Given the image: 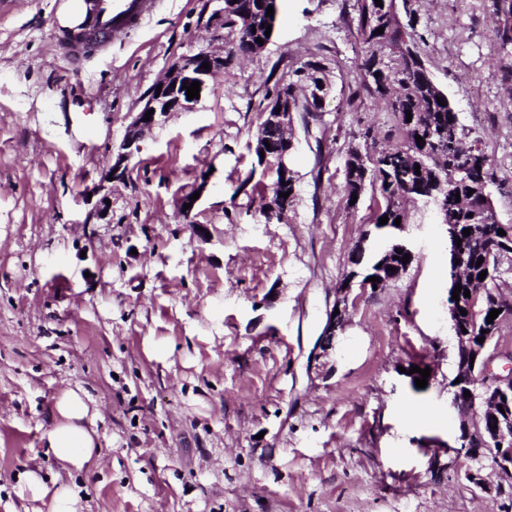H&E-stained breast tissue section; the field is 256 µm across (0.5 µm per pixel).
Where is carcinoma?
I'll return each mask as SVG.
<instances>
[{"mask_svg":"<svg viewBox=\"0 0 512 512\" xmlns=\"http://www.w3.org/2000/svg\"><path fill=\"white\" fill-rule=\"evenodd\" d=\"M278 0H238V7L226 14L224 28L234 32L240 11H247L260 20L274 21L267 17V9H278ZM359 20L357 32L364 44L365 51L358 64L359 88L366 93L388 100L390 110L397 115L401 140L389 148L394 153L392 164L386 163L384 152H373L368 146L347 150L345 161V181L343 193L346 201L352 200V194H362L370 187L379 192L382 203L373 214L371 221L379 224V219L388 217L387 226L395 225V220L404 218L403 191L410 193L413 201L437 209L435 201L442 202L448 209V224L460 235L461 248L468 269L466 279L459 281L466 314L452 330L453 335H462L467 330L469 336H480L491 311L490 297L499 294L503 276L512 272V266L506 270L499 265L479 262L488 255L490 247L500 240L498 230L503 225L494 219L490 211L491 202L484 197L483 188L494 183V164L492 160L466 141L464 129L459 121L448 96L441 90L429 88L428 76L416 67L414 58L424 56V50L413 36L403 33L400 24L381 26L379 21L391 16L396 9V0H382L383 6L375 0H357ZM384 32L377 35L378 28ZM264 44L270 42L266 29L256 24V29H248L239 34V49L253 44L263 49L257 39ZM326 67L319 60H308L302 67L295 69L288 83L276 84L270 100L278 98L282 87H288V95L297 112H319L322 105L316 97L297 95V90H306L310 85L326 83ZM446 101L441 106L438 100ZM412 119H407V114ZM423 141L416 142V136ZM420 170H415V166ZM423 191H417V188ZM470 235H463V230ZM396 242L389 241L385 247L373 252L369 257L354 253L351 255L352 267L345 277H356L359 286L371 288L383 287L387 282L402 276L408 265L402 259L386 257L394 250ZM394 270H388V267ZM487 272L484 280H479L481 272ZM375 276L380 281L371 283L368 278ZM483 283L485 295L475 305L468 303L465 290L474 288L477 282Z\"/></svg>","mask_w":512,"mask_h":512,"instance_id":"carcinoma-1","label":"carcinoma"}]
</instances>
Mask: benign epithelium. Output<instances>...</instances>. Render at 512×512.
<instances>
[{
  "label": "benign epithelium",
  "instance_id": "7a95c632",
  "mask_svg": "<svg viewBox=\"0 0 512 512\" xmlns=\"http://www.w3.org/2000/svg\"><path fill=\"white\" fill-rule=\"evenodd\" d=\"M209 63V69L202 68L203 63ZM224 69V56L213 55L205 51L183 55L172 63L169 74L159 81L162 85L161 92H151L138 112L128 125L124 139L120 144L117 154L112 160L110 175L113 179L124 178L128 161L135 151L139 150V141L143 139L146 132L159 124L163 117L172 112L185 111L192 107L194 101L188 99L187 90L183 89L184 83L200 82V89H205L214 74ZM274 107L280 112L267 113L269 124L288 132V127L293 122V107L286 99L282 98L275 102ZM153 111L150 120H145L147 111ZM266 124L259 126L257 142L259 150L264 152L262 161L274 157L280 164L283 179H288V154L293 148V143L284 140L278 146L271 149L265 145ZM348 286H339L340 297L336 300L334 307L339 309V314L328 318L323 335L332 336L337 328L343 324L344 303L354 286L355 278L346 280ZM457 362L456 377L460 382L453 385L456 391L467 385L480 383L484 387V394L476 398L471 396L466 401L450 399V406L455 410L457 420L463 426L465 432L464 441H477L479 446L464 448L468 456L474 461V467L467 471V477L476 486L483 490L488 489L483 477L485 461L491 460L508 487L512 488V458H506L500 453L491 449V443L495 442L503 448L512 447V427H504L503 420L508 413H512V366L507 373H495L492 370V362L495 354L486 350L491 337H485L483 347L474 344L469 336L453 337Z\"/></svg>",
  "mask_w": 512,
  "mask_h": 512
}]
</instances>
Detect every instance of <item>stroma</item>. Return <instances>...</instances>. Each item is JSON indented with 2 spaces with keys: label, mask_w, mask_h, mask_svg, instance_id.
Masks as SVG:
<instances>
[{
  "label": "stroma",
  "mask_w": 512,
  "mask_h": 512,
  "mask_svg": "<svg viewBox=\"0 0 512 512\" xmlns=\"http://www.w3.org/2000/svg\"><path fill=\"white\" fill-rule=\"evenodd\" d=\"M62 2L0 0V512H52L51 497H20L30 471L69 485L78 512H512L456 459L449 241L430 209L408 208L406 274L353 289L331 347L316 346L352 250L386 238L367 225L372 191L345 202L346 151L399 140L395 114L358 89L356 0H278L266 50L216 73L112 183L154 84L181 55L222 53L219 4L158 0L76 65L56 47ZM413 8L469 141L512 171L500 0ZM312 58L329 89L318 117L294 118L296 198L268 223L260 112ZM77 387L98 412L100 463L67 474L42 434Z\"/></svg>",
  "instance_id": "obj_1"
}]
</instances>
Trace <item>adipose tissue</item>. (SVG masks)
I'll return each mask as SVG.
<instances>
[{
    "mask_svg": "<svg viewBox=\"0 0 512 512\" xmlns=\"http://www.w3.org/2000/svg\"><path fill=\"white\" fill-rule=\"evenodd\" d=\"M97 414L81 390H64L54 405V422L43 438L67 470H83L96 463Z\"/></svg>",
    "mask_w": 512,
    "mask_h": 512,
    "instance_id": "1",
    "label": "adipose tissue"
}]
</instances>
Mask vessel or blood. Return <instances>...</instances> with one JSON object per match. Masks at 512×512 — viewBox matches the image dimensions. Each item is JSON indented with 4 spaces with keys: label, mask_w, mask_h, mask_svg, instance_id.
Returning <instances> with one entry per match:
<instances>
[{
    "label": "vessel or blood",
    "mask_w": 512,
    "mask_h": 512,
    "mask_svg": "<svg viewBox=\"0 0 512 512\" xmlns=\"http://www.w3.org/2000/svg\"><path fill=\"white\" fill-rule=\"evenodd\" d=\"M154 5L155 0H92L84 29L63 37L60 47L71 62L81 61L140 25Z\"/></svg>",
    "instance_id": "vessel-or-blood-1"
}]
</instances>
